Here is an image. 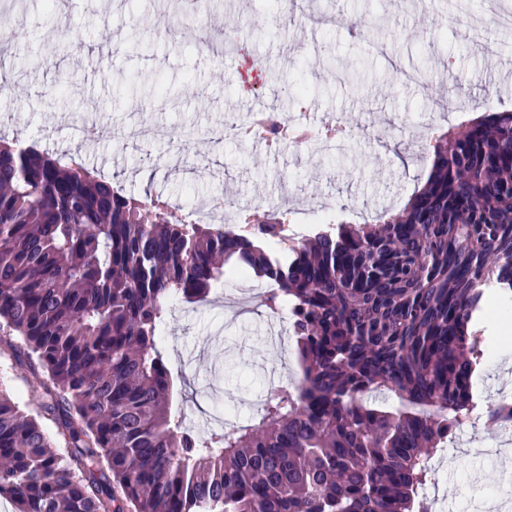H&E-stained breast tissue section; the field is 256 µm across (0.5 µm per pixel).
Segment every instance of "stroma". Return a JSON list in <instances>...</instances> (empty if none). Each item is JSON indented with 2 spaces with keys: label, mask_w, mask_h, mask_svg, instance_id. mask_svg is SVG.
<instances>
[{
  "label": "stroma",
  "mask_w": 512,
  "mask_h": 512,
  "mask_svg": "<svg viewBox=\"0 0 512 512\" xmlns=\"http://www.w3.org/2000/svg\"><path fill=\"white\" fill-rule=\"evenodd\" d=\"M311 0H60L59 26H49L45 0H23L10 19L14 46L0 60L14 80L0 93V135L19 137L50 153L79 151L128 193L201 207L211 197L267 204L287 198L288 217L301 234L324 220L359 224L399 210L421 187L430 164L415 155V136L460 124L438 78L447 68L463 77L469 107L512 110V83L487 88L485 70L512 73V29L494 32L495 55L468 37L463 21L482 13L480 0H327L317 30L305 24ZM229 17L234 50L197 42L199 22ZM405 70L428 75L429 89L405 82ZM307 88L288 104L283 86ZM285 104L288 114L345 113L351 134L341 148L256 151L253 144L218 139L225 113ZM115 129L130 122L168 126L181 143L75 139L90 120ZM387 123L376 144L371 133ZM233 281L207 304L172 303L163 346L188 410L215 405L248 420L247 394L273 375L298 376L295 355L273 356L263 308L231 309ZM488 359L474 380L481 406L512 394V339L502 321L487 324ZM33 375L0 355V385L23 407L38 398ZM466 442L449 447L435 465L427 493L433 512H471L492 502L512 475L499 461L469 453L472 444L499 442L486 421L463 427Z\"/></svg>",
  "instance_id": "obj_1"
}]
</instances>
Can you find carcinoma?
<instances>
[{
	"label": "carcinoma",
	"mask_w": 512,
	"mask_h": 512,
	"mask_svg": "<svg viewBox=\"0 0 512 512\" xmlns=\"http://www.w3.org/2000/svg\"><path fill=\"white\" fill-rule=\"evenodd\" d=\"M427 152L400 212L277 254L286 210L192 223L76 153L0 139V345L42 375L30 414L0 388V497L14 512H430V462L477 408L487 289L512 295V111ZM241 274L274 285L266 313L288 306L299 377L249 423L191 433L166 309Z\"/></svg>",
	"instance_id": "1"
}]
</instances>
